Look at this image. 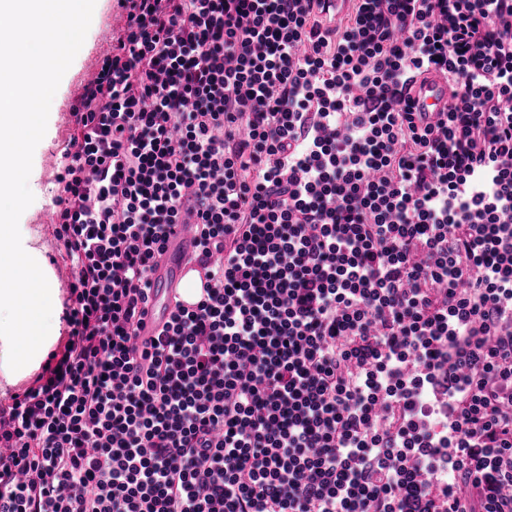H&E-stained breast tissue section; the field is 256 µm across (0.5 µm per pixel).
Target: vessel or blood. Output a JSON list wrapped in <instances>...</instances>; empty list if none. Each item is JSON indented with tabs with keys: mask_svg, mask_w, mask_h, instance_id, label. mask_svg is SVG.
<instances>
[{
	"mask_svg": "<svg viewBox=\"0 0 512 512\" xmlns=\"http://www.w3.org/2000/svg\"><path fill=\"white\" fill-rule=\"evenodd\" d=\"M416 111L435 119L448 106V84L442 76L429 74L419 79L410 91ZM197 236L182 226L172 233L165 251L152 273V290L139 338L157 335L170 316L172 304L191 311L206 297L211 285L207 271L193 260Z\"/></svg>",
	"mask_w": 512,
	"mask_h": 512,
	"instance_id": "b4317fda",
	"label": "vessel or blood"
}]
</instances>
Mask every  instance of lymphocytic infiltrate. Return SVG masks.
Wrapping results in <instances>:
<instances>
[{
    "label": "lymphocytic infiltrate",
    "mask_w": 512,
    "mask_h": 512,
    "mask_svg": "<svg viewBox=\"0 0 512 512\" xmlns=\"http://www.w3.org/2000/svg\"><path fill=\"white\" fill-rule=\"evenodd\" d=\"M117 2L0 512H512V0ZM180 224L213 286L138 344ZM416 112H427L428 119L434 120L438 112L448 107V82L436 74L419 79L410 91Z\"/></svg>",
    "instance_id": "1"
}]
</instances>
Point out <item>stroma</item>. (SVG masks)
I'll return each instance as SVG.
<instances>
[{"instance_id": "35a3bbf8", "label": "stroma", "mask_w": 512, "mask_h": 512, "mask_svg": "<svg viewBox=\"0 0 512 512\" xmlns=\"http://www.w3.org/2000/svg\"><path fill=\"white\" fill-rule=\"evenodd\" d=\"M123 20L114 0H96L92 22L85 41L64 74L52 100L47 129L37 145L28 185L33 203L20 217L25 245L42 258L49 268L51 282L59 290L60 300H67L71 264L64 261L65 249L54 235V202L59 193V161L71 133V107L83 90L86 71L96 69L109 53L112 43L100 38L101 31L116 32Z\"/></svg>"}]
</instances>
